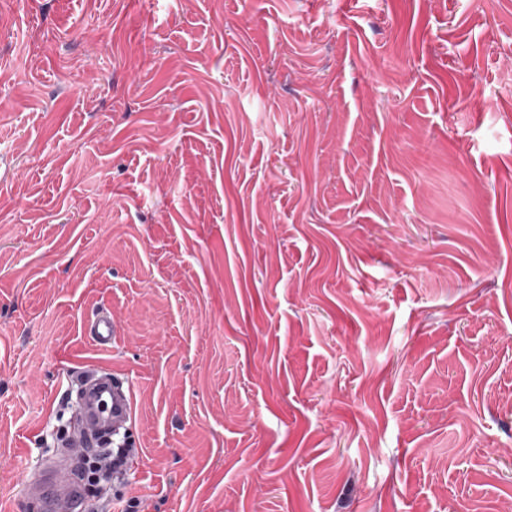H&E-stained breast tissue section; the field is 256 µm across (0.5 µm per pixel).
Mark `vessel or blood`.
Masks as SVG:
<instances>
[{
    "label": "vessel or blood",
    "instance_id": "obj_1",
    "mask_svg": "<svg viewBox=\"0 0 512 512\" xmlns=\"http://www.w3.org/2000/svg\"><path fill=\"white\" fill-rule=\"evenodd\" d=\"M86 330L98 348L107 350L117 342L116 322L110 311L98 310ZM81 424L68 447L58 457L42 465L22 481L24 496L34 503L38 512H82L84 495L72 460L83 451L92 449L94 438L106 430L122 433L129 454L124 466H131L138 458L135 439L130 435L134 418L131 386L113 377L107 369L93 370L86 375Z\"/></svg>",
    "mask_w": 512,
    "mask_h": 512
}]
</instances>
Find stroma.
<instances>
[{
    "label": "stroma",
    "instance_id": "35a3bbf8",
    "mask_svg": "<svg viewBox=\"0 0 512 512\" xmlns=\"http://www.w3.org/2000/svg\"><path fill=\"white\" fill-rule=\"evenodd\" d=\"M3 160L0 512L97 367L111 512H512V0H0ZM86 330L98 348L108 350L117 342L116 322L109 310H98L87 325Z\"/></svg>",
    "mask_w": 512,
    "mask_h": 512
}]
</instances>
